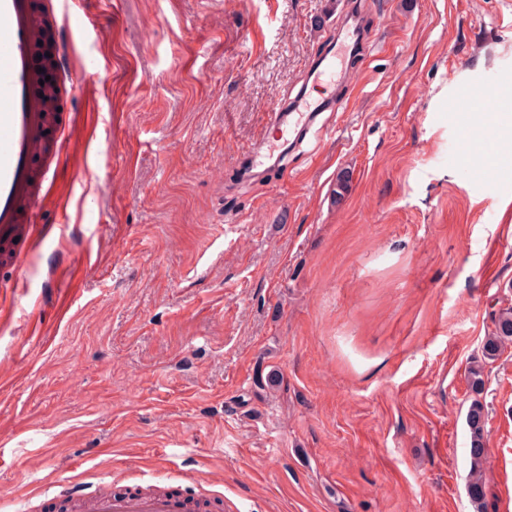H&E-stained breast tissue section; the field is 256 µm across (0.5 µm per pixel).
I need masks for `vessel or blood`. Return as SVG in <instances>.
Here are the masks:
<instances>
[{
    "label": "vessel or blood",
    "instance_id": "b4317fda",
    "mask_svg": "<svg viewBox=\"0 0 512 512\" xmlns=\"http://www.w3.org/2000/svg\"><path fill=\"white\" fill-rule=\"evenodd\" d=\"M60 11L65 24L57 32L59 45L83 38L89 16L73 9L70 0H0V266L22 271L38 235L49 233L44 207L54 179L68 153L85 146L87 133L72 108L71 97L58 96L38 74L42 66L45 18ZM369 42L356 19H348L336 35L334 49L323 55L312 75L316 86L336 76V62ZM464 107H492L506 112L512 105L488 102L482 91L466 89ZM322 100L303 95L268 116L271 125L289 128L305 138L317 125ZM193 501L166 489L90 486L81 494L83 512H191Z\"/></svg>",
    "mask_w": 512,
    "mask_h": 512
}]
</instances>
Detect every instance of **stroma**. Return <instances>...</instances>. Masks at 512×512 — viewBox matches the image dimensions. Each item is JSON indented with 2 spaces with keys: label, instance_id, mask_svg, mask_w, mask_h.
Here are the masks:
<instances>
[{
  "label": "stroma",
  "instance_id": "stroma-1",
  "mask_svg": "<svg viewBox=\"0 0 512 512\" xmlns=\"http://www.w3.org/2000/svg\"><path fill=\"white\" fill-rule=\"evenodd\" d=\"M347 2L92 0L88 143L53 232L0 270V512L118 471L225 512H477L467 374L512 306V163L485 172L456 99L512 94V5L358 0L335 135L245 175ZM477 397L487 512H512V348Z\"/></svg>",
  "mask_w": 512,
  "mask_h": 512
}]
</instances>
